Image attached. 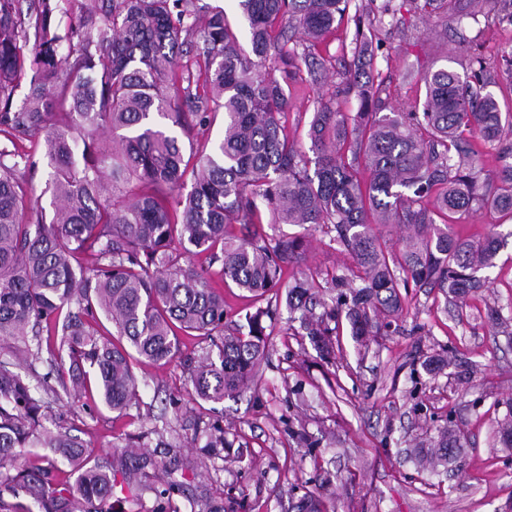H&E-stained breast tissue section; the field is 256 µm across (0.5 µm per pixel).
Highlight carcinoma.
<instances>
[{
	"label": "carcinoma",
	"mask_w": 512,
	"mask_h": 512,
	"mask_svg": "<svg viewBox=\"0 0 512 512\" xmlns=\"http://www.w3.org/2000/svg\"><path fill=\"white\" fill-rule=\"evenodd\" d=\"M408 2L458 23L480 16L512 23V0ZM238 8L247 49L224 11L205 0H0V135L13 145L43 136L50 193L47 208L28 199L20 174L36 161L0 149V341L28 353L29 339L64 317L66 339L50 351L59 384L76 396L93 384L115 412L140 406L132 360H173L179 331L210 340L191 375L194 397L205 403L241 392L265 358L268 312L250 315L246 332H224V296L194 255L222 259L227 287L261 297L281 287L311 229L330 225L361 270L360 284L332 278L333 305L318 316L311 304L319 284L287 285L289 312H301L310 341L328 355L341 317L359 344L390 325L403 282L459 298L485 287L482 273L505 244L497 231L471 242L436 218L490 209L512 221V112L486 91L500 71L512 79V47L495 67L473 57L462 76L407 69L405 79L425 86L420 112L389 108L382 85L349 74L312 113L309 157L283 121L296 60L305 58L320 85L326 64L309 45L352 20L357 70L373 62L381 39L365 32L355 0H238ZM61 13L70 14L65 27ZM285 16L298 34L292 48L291 38L271 36ZM193 57L204 60L201 81L189 68ZM349 96L358 111L339 109L338 98ZM220 113L222 138L194 146L192 130ZM465 128L501 145L495 171L483 172ZM265 223L301 232L270 236ZM230 224L241 236L227 238ZM375 224L402 230L398 254L386 251ZM80 255L91 263L74 264ZM99 313L125 343L99 333ZM43 388L0 360V512H112L117 485L132 487L151 464L144 445L129 437L95 453L49 421ZM505 406L496 440L512 449V397ZM204 447H224V429L209 425ZM22 448L54 457L19 468ZM461 448L446 425L418 462L446 467Z\"/></svg>",
	"instance_id": "obj_1"
}]
</instances>
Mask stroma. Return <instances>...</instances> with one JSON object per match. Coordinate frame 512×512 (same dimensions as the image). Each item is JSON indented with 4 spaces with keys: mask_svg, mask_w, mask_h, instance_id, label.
Instances as JSON below:
<instances>
[{
    "mask_svg": "<svg viewBox=\"0 0 512 512\" xmlns=\"http://www.w3.org/2000/svg\"><path fill=\"white\" fill-rule=\"evenodd\" d=\"M398 26L379 33L384 45L372 76L389 93L396 111L422 108L425 89L403 82L408 65L461 71L472 44L488 62L512 46V25L487 27L466 20L401 10ZM447 30L445 42L433 31ZM354 24H345L314 49L327 68L341 74L351 58ZM331 86L312 84L299 73L289 87L286 115L295 146L308 150L311 114ZM354 281L350 256L326 225L314 229L301 262L288 267L285 282L302 277L322 283L332 275ZM487 288L465 301H445L436 290L401 289L403 310L390 327L358 345L348 324L339 344L321 356L298 323L289 321L284 301L256 300L235 288L224 291L225 325L241 324L256 308L270 309L274 330L267 355L250 389L220 403L195 401L188 364L209 341L181 337V354L157 365L134 362L143 404L128 414L105 408L96 392L80 401L50 397L53 416L75 426L77 435L102 453L124 435H146L158 466L121 494L116 512H194L209 500L224 512H298L314 496L321 512H512V451L495 442V425L512 397V336L489 321V309L512 318V241L488 270ZM448 356V369L430 375L422 363ZM223 426L229 446L217 455L187 447L198 422ZM454 423L464 444L452 471L417 469L407 451L428 443L438 428ZM178 482L169 499L157 490Z\"/></svg>",
    "mask_w": 512,
    "mask_h": 512,
    "instance_id": "1",
    "label": "stroma"
}]
</instances>
